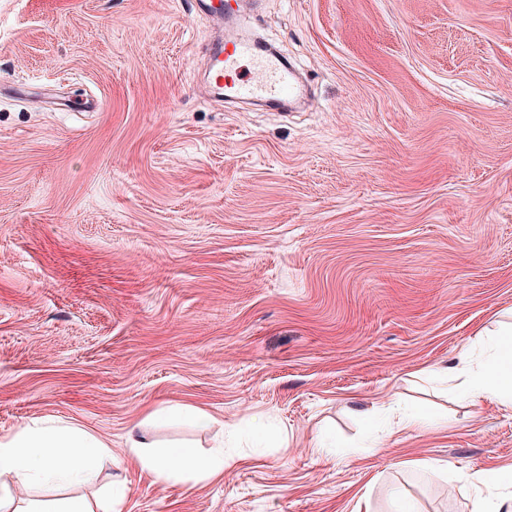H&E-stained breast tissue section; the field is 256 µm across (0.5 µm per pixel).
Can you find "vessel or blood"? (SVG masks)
<instances>
[{
	"mask_svg": "<svg viewBox=\"0 0 512 512\" xmlns=\"http://www.w3.org/2000/svg\"><path fill=\"white\" fill-rule=\"evenodd\" d=\"M246 59L252 63L247 74L241 71V63ZM212 67L217 87L226 88L234 98L275 103L300 92L288 68L267 57L253 42L225 38L223 45L213 51Z\"/></svg>",
	"mask_w": 512,
	"mask_h": 512,
	"instance_id": "obj_1",
	"label": "vessel or blood"
}]
</instances>
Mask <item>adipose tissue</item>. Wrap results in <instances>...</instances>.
<instances>
[{"label":"adipose tissue","instance_id":"ef3b65f1","mask_svg":"<svg viewBox=\"0 0 512 512\" xmlns=\"http://www.w3.org/2000/svg\"><path fill=\"white\" fill-rule=\"evenodd\" d=\"M457 386L472 400L494 399L512 406V329L497 332L484 360L458 374ZM126 453L158 481L207 480L224 470L223 453L204 456L184 445L158 449L139 436L127 438ZM113 460L111 444L80 427L53 419L25 425L0 437V512H120L125 483H111L100 501L79 493L81 487L95 485L103 463ZM35 485L73 487L77 493L51 501L16 493Z\"/></svg>","mask_w":512,"mask_h":512}]
</instances>
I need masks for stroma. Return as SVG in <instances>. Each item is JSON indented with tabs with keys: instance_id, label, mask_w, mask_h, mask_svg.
<instances>
[{
	"instance_id": "1",
	"label": "stroma",
	"mask_w": 512,
	"mask_h": 512,
	"mask_svg": "<svg viewBox=\"0 0 512 512\" xmlns=\"http://www.w3.org/2000/svg\"><path fill=\"white\" fill-rule=\"evenodd\" d=\"M240 23L304 108L219 96L200 0H0V436L110 441L122 512H512V408L441 374L512 323V0ZM132 432L229 463L160 483ZM172 412H180L191 415L197 426L202 429H207L212 423V417L210 415L188 406L178 405L158 408L152 412L151 417L155 421H162Z\"/></svg>"
}]
</instances>
